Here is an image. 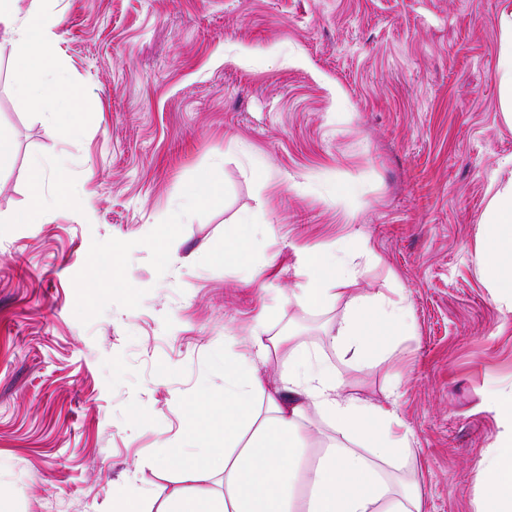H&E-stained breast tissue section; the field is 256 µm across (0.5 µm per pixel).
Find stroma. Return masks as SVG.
<instances>
[{"label":"stroma","mask_w":512,"mask_h":512,"mask_svg":"<svg viewBox=\"0 0 512 512\" xmlns=\"http://www.w3.org/2000/svg\"><path fill=\"white\" fill-rule=\"evenodd\" d=\"M502 0H47L80 126L19 97L0 56V503L157 512L164 450L224 401V337L295 334L349 392L394 394L429 512H478L480 463L512 393V313L480 270L479 219L511 171L498 102ZM61 206L11 223L32 163ZM216 191L173 219L201 180ZM341 183L357 186L337 196ZM172 224L169 238L161 225ZM353 237L362 288L411 310L357 370L323 340L339 309L288 293L294 251ZM244 240L246 265L225 263ZM281 268L258 286L268 263Z\"/></svg>","instance_id":"1"}]
</instances>
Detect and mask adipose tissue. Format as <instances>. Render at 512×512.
Wrapping results in <instances>:
<instances>
[{
    "mask_svg": "<svg viewBox=\"0 0 512 512\" xmlns=\"http://www.w3.org/2000/svg\"><path fill=\"white\" fill-rule=\"evenodd\" d=\"M20 2L0 0V32L12 37L14 89L36 103H64L58 131L69 136L79 94L50 76L56 20L34 5L22 10ZM498 30L499 107L512 126V0H502ZM479 224L487 285L512 313V176L495 183ZM350 251L347 244L321 254L296 250L297 267L309 280L295 299L341 307L326 340L343 362L362 369L381 354L387 336L407 327L410 312L360 288L363 270ZM235 345L225 338L224 405L215 413L221 436L192 460L182 444L169 448L178 477L159 512H427L420 467L412 462L395 401L346 393L335 366L292 338L255 343L244 353ZM274 354L288 367L270 386L259 367ZM490 408L508 431L485 466V512H512V396L492 397ZM316 420L331 426L327 441H312Z\"/></svg>",
    "mask_w": 512,
    "mask_h": 512,
    "instance_id": "obj_1",
    "label": "adipose tissue"
}]
</instances>
